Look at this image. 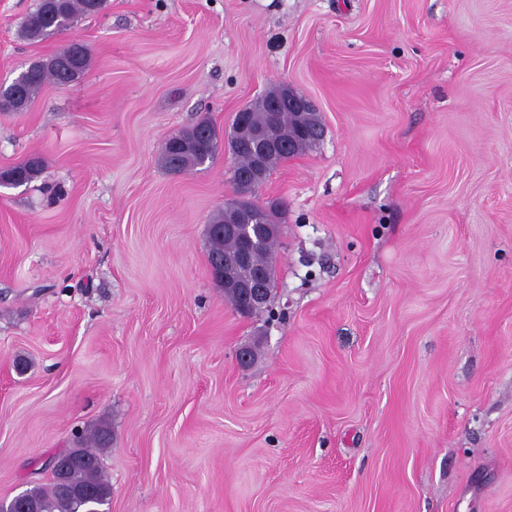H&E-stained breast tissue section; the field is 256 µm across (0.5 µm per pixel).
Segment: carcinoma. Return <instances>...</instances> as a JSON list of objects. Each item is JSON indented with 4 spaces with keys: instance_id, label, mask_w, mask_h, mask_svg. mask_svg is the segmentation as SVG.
I'll list each match as a JSON object with an SVG mask.
<instances>
[{
    "instance_id": "obj_1",
    "label": "carcinoma",
    "mask_w": 512,
    "mask_h": 512,
    "mask_svg": "<svg viewBox=\"0 0 512 512\" xmlns=\"http://www.w3.org/2000/svg\"><path fill=\"white\" fill-rule=\"evenodd\" d=\"M105 0H58L56 10L49 14L40 2L29 12L20 27L21 38L29 42H40L55 34L69 30L77 18L98 15L104 8ZM92 58L88 49L81 43H69L48 60L30 65L9 84H0V112H15L19 107L29 108L42 87L53 82L68 85L81 80L90 69ZM277 88H272L257 97L248 106L247 119L258 129L273 127V134L280 138L285 147L261 158L249 151L235 154L237 165L234 173L251 172L261 165L264 178L258 183L263 186L273 169L288 161V138L299 123L296 113H277L276 123L270 124V114L266 111V100L273 97ZM183 141L180 149L173 147L172 139H167L161 150V164L169 172L182 173L193 170L214 160L219 149L220 139L215 127L203 119L192 127L179 131ZM45 161L38 154H30L12 166L25 176V184L35 181L43 172ZM240 211L241 204L231 199L224 204L208 227V259L235 252L239 242L235 234L224 231V212ZM245 235L255 240V251L249 262L239 267L236 278L246 279L259 267L274 268V248L278 235L269 233L267 224L256 208H251L241 221ZM112 435L105 426H99L81 435L77 447L69 448L63 456H75L80 462L70 466L65 473V481L57 477L46 484H36L26 489L28 501L35 506V512H100L108 504L112 494L111 485L101 466V455L110 446Z\"/></svg>"
}]
</instances>
